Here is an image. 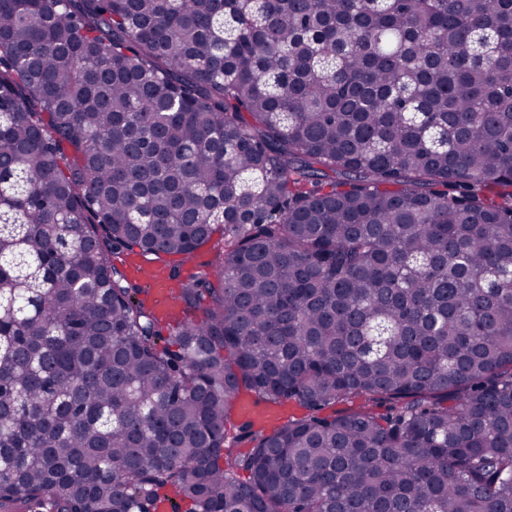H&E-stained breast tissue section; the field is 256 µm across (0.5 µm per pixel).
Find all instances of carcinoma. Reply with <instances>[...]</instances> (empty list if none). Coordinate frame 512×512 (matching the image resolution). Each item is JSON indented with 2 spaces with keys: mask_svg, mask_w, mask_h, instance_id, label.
<instances>
[{
  "mask_svg": "<svg viewBox=\"0 0 512 512\" xmlns=\"http://www.w3.org/2000/svg\"><path fill=\"white\" fill-rule=\"evenodd\" d=\"M159 495L512 512V0H0V512ZM148 287L150 301L155 308L165 313L174 306V300L169 291L168 281L162 278L150 280Z\"/></svg>",
  "mask_w": 512,
  "mask_h": 512,
  "instance_id": "obj_1",
  "label": "carcinoma"
}]
</instances>
